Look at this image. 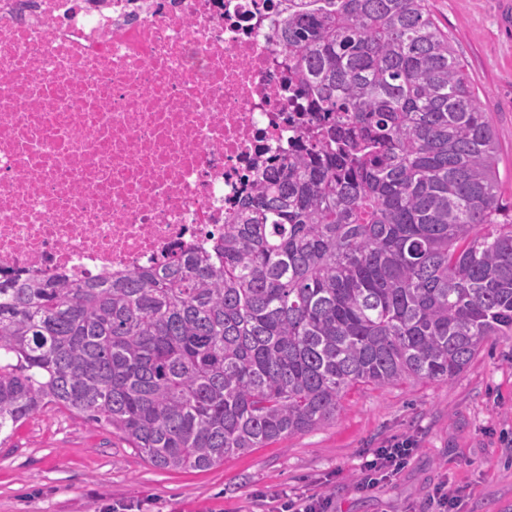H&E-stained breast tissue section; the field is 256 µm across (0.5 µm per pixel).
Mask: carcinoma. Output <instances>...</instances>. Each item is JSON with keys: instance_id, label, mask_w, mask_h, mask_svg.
<instances>
[{"instance_id": "carcinoma-1", "label": "carcinoma", "mask_w": 512, "mask_h": 512, "mask_svg": "<svg viewBox=\"0 0 512 512\" xmlns=\"http://www.w3.org/2000/svg\"><path fill=\"white\" fill-rule=\"evenodd\" d=\"M284 2L307 148L258 178L219 261L0 286V445L52 405L207 469L512 335L499 143L428 0Z\"/></svg>"}]
</instances>
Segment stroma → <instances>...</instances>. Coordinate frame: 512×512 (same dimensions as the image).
I'll list each match as a JSON object with an SVG mask.
<instances>
[{
	"label": "stroma",
	"mask_w": 512,
	"mask_h": 512,
	"mask_svg": "<svg viewBox=\"0 0 512 512\" xmlns=\"http://www.w3.org/2000/svg\"><path fill=\"white\" fill-rule=\"evenodd\" d=\"M492 111L500 191L512 203V0H428ZM417 449L392 480L363 489L361 465L392 438ZM512 512V336L489 339L448 382L359 385L334 419L206 470L154 467L118 431L52 406L0 446V512H279L322 493L331 512Z\"/></svg>",
	"instance_id": "stroma-1"
}]
</instances>
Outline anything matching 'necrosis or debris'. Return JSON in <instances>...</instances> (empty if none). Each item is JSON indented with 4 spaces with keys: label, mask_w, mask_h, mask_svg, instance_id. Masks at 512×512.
Returning <instances> with one entry per match:
<instances>
[{
    "label": "necrosis or debris",
    "mask_w": 512,
    "mask_h": 512,
    "mask_svg": "<svg viewBox=\"0 0 512 512\" xmlns=\"http://www.w3.org/2000/svg\"><path fill=\"white\" fill-rule=\"evenodd\" d=\"M276 0H0V283L210 246L314 123Z\"/></svg>",
    "instance_id": "1"
}]
</instances>
